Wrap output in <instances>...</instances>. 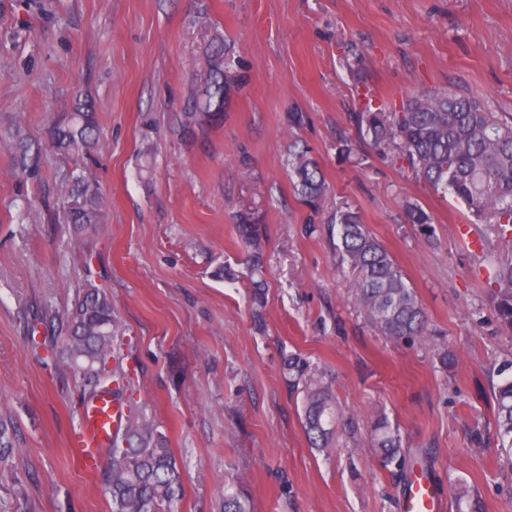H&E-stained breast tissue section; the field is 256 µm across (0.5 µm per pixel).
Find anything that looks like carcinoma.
<instances>
[{
    "instance_id": "obj_1",
    "label": "carcinoma",
    "mask_w": 512,
    "mask_h": 512,
    "mask_svg": "<svg viewBox=\"0 0 512 512\" xmlns=\"http://www.w3.org/2000/svg\"><path fill=\"white\" fill-rule=\"evenodd\" d=\"M205 79L192 110L180 119L184 135L193 137L204 127H217L231 86L243 76L232 75L236 62L224 55L221 41L204 52ZM351 122L366 144L393 148L431 190L465 204L474 223L486 225L482 247L475 252L478 268L488 273L492 299L501 326L512 329V121L498 117L489 104L452 91H418L398 109L388 112L366 96ZM55 149L80 159L99 148L98 118L93 104L77 96L72 110L52 129ZM38 145L20 141L16 164L23 173L36 168ZM288 174L301 203L314 214L322 208L328 186L318 161L305 146L288 152ZM64 222L83 248L96 225L106 217V204L90 173H78L64 189ZM409 223L429 239L432 219L420 206H408ZM336 226L332 242L336 259L352 273L350 294L366 319L382 335L400 343H422L427 336V316L415 289L391 253L363 224L358 211L338 210L330 218ZM237 230L247 251L260 248L264 227L253 213L239 216ZM68 370L85 395L102 390L120 394L118 376L108 368L118 325L112 317L108 293L87 282L79 291L62 324ZM288 380L302 394V424L310 447H332L335 403L331 387L305 357H285ZM492 387L495 432L499 447L512 460V360L496 368ZM14 428L0 420V458L15 452ZM370 447L382 467L405 476L407 452L399 427L384 415L375 418ZM112 469L106 490L112 512H175L182 491L181 474L166 440L145 418L131 412L121 435L107 449ZM224 512H250L249 500L238 490L224 493Z\"/></svg>"
}]
</instances>
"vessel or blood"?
<instances>
[{"instance_id": "1", "label": "vessel or blood", "mask_w": 512, "mask_h": 512, "mask_svg": "<svg viewBox=\"0 0 512 512\" xmlns=\"http://www.w3.org/2000/svg\"><path fill=\"white\" fill-rule=\"evenodd\" d=\"M126 407L110 393L102 392L86 403L80 414L79 428L69 448L87 471H96L104 450L124 426ZM404 512H440L441 502L434 486L421 475L414 476L403 499Z\"/></svg>"}]
</instances>
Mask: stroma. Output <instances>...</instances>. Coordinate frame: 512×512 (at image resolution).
I'll return each instance as SVG.
<instances>
[{
  "label": "stroma",
  "mask_w": 512,
  "mask_h": 512,
  "mask_svg": "<svg viewBox=\"0 0 512 512\" xmlns=\"http://www.w3.org/2000/svg\"><path fill=\"white\" fill-rule=\"evenodd\" d=\"M218 37L246 82L222 125L183 136L199 60ZM443 89L512 117V0H0V419L13 420L20 448L0 460L7 512H112L109 463L90 473L69 451L84 396L63 347L28 334L63 316L89 280L120 325L111 365L128 378L124 398L166 437L181 471L177 512H222L229 475L250 512H402L404 483L368 445L378 412L399 424L409 472L430 477L445 512H457V484L482 512H512L491 399L512 331L499 327L457 233L482 227L394 153L336 152L339 135H356L360 92L392 109ZM78 90L97 107L103 148L87 164L109 203L89 263L59 194L77 163L50 137ZM292 112L305 124L289 126ZM15 130L41 147L36 175L15 169ZM299 140L329 184L314 218L287 171ZM409 203L431 215L432 239L407 223ZM346 206L407 275L432 345L391 341L351 302L326 226ZM242 212L266 232L258 316ZM439 346L456 355L453 368L441 366ZM291 352L319 367L353 421L331 452L307 444L283 365Z\"/></svg>",
  "instance_id": "stroma-1"
}]
</instances>
